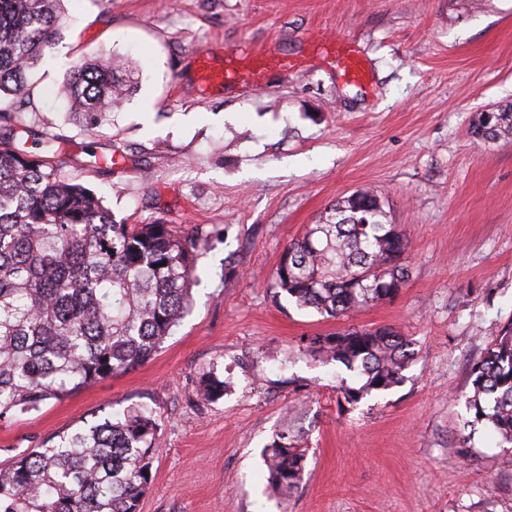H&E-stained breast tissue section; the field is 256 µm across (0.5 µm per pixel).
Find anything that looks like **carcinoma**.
I'll return each mask as SVG.
<instances>
[{
    "mask_svg": "<svg viewBox=\"0 0 512 512\" xmlns=\"http://www.w3.org/2000/svg\"><path fill=\"white\" fill-rule=\"evenodd\" d=\"M64 0H0V421L7 422L151 359L189 312L201 237L168 224H119L103 200L66 179L17 137L31 71L62 38ZM138 71L95 56L57 89L72 117L97 126L137 86ZM477 140L512 136V105L482 112ZM406 239L387 221L378 193L332 203L283 251L273 288L330 317L392 299L408 280ZM308 351L359 371L358 403L402 380L411 342L392 326H348L311 339ZM472 413L512 444V322L499 328L471 369ZM215 372L200 379L204 401L224 397ZM159 423L134 404L24 452L0 468V512H139L152 476ZM308 448L290 427L264 450L272 495L304 480Z\"/></svg>",
    "mask_w": 512,
    "mask_h": 512,
    "instance_id": "1",
    "label": "carcinoma"
}]
</instances>
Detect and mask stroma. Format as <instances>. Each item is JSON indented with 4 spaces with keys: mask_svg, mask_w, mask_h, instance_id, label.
Returning <instances> with one entry per match:
<instances>
[{
    "mask_svg": "<svg viewBox=\"0 0 512 512\" xmlns=\"http://www.w3.org/2000/svg\"><path fill=\"white\" fill-rule=\"evenodd\" d=\"M70 24L29 79L25 139L93 190L115 220L203 230L191 311L145 364L0 422V467L134 404L155 408L158 454L140 512H512V450L468 433L453 391L493 328L512 321V138L478 143L481 112L512 104V0H66ZM352 42L369 81L336 71ZM245 70L250 51L303 59L266 88L205 86L193 58ZM107 54L136 66L130 102L75 123L56 90ZM115 158L106 167L105 158ZM372 186L408 239L409 279L353 319L276 299L283 250L334 200ZM395 326L414 360L348 404L358 372L307 344L348 324ZM231 383L200 400L203 374ZM304 481L266 495L263 449L285 423Z\"/></svg>",
    "mask_w": 512,
    "mask_h": 512,
    "instance_id": "1",
    "label": "stroma"
}]
</instances>
